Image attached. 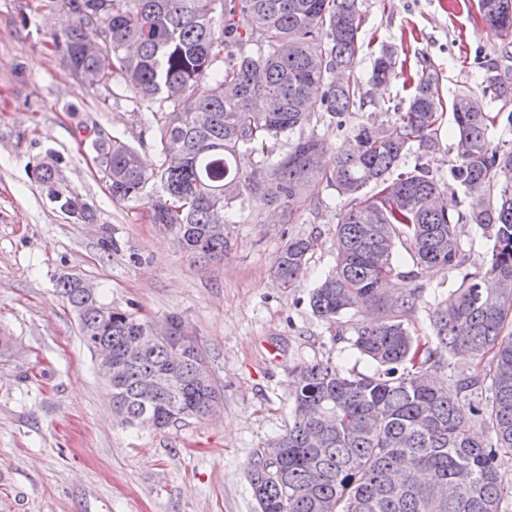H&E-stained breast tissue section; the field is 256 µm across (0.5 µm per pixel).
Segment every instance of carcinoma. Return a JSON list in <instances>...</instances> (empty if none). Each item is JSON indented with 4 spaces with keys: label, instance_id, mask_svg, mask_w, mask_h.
<instances>
[{
    "label": "carcinoma",
    "instance_id": "1",
    "mask_svg": "<svg viewBox=\"0 0 512 512\" xmlns=\"http://www.w3.org/2000/svg\"><path fill=\"white\" fill-rule=\"evenodd\" d=\"M483 28L512 44V0H477ZM68 17L58 45L72 72L92 89L117 82L152 112L162 110L157 171L118 136L96 143L105 159L112 199L139 201L151 179L149 219L176 229L183 248L203 258L224 256L228 237L214 234L241 196L293 212L306 190L326 183L346 203L335 226L332 270L309 297L312 313L329 325L353 310L380 316L355 323L351 346L375 365L344 374L330 361L297 364L285 432L257 449L248 479L257 512H507L512 481L501 462L512 456V145H494L491 127L512 128V74L493 78L485 93L502 102L486 111L470 94L450 103L456 155L448 182L429 165L392 176L412 148L440 151L443 106L435 67L422 58L411 78L408 107L392 119L353 130L338 153L325 139L299 136L274 159L264 144L303 130L312 112L342 129L354 112L375 103L356 74L365 24L362 0H56ZM398 51L373 59L368 84L385 83ZM34 174L62 213L91 221L92 208L69 190L53 163ZM374 186L370 196L362 190ZM455 185L481 198L466 213L442 203ZM475 226L490 242L479 264L464 248L460 227ZM403 248L414 270L455 272L457 287L430 315L422 342L404 326L418 291L387 297ZM314 241L293 238L279 252L274 275L296 286ZM59 293L78 315L88 347L112 350V403L121 424L140 427L149 414L163 430L186 417L203 418L219 397L202 384L205 350L181 345L182 323L169 315V335L131 356L127 343L148 323L102 304L64 276ZM453 391L432 380L443 364ZM167 377L164 387L155 380ZM480 420L487 434L472 433ZM281 449L267 458V449ZM408 460L415 473H402Z\"/></svg>",
    "mask_w": 512,
    "mask_h": 512
}]
</instances>
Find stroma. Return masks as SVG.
I'll return each mask as SVG.
<instances>
[{
    "instance_id": "1",
    "label": "stroma",
    "mask_w": 512,
    "mask_h": 512,
    "mask_svg": "<svg viewBox=\"0 0 512 512\" xmlns=\"http://www.w3.org/2000/svg\"><path fill=\"white\" fill-rule=\"evenodd\" d=\"M475 2L363 0L358 76L368 79L384 44L399 49V64L349 128L314 112L310 129L334 150L347 147L351 127L406 106L407 80L424 56L443 104L481 93L487 78L512 68V45L482 29ZM63 24L53 0H0V512H255L247 467L288 424L291 367L329 360L345 372L373 368L351 348L350 322L329 327L309 306L335 264L344 204L323 183L291 214L244 196L224 227L231 247L223 259L185 251L174 229L146 217L158 182L143 200L113 201L95 142L120 137L154 171L158 124L123 88L95 91L70 72L56 47ZM52 158L92 206V223L64 215L36 182L34 166ZM296 237L313 239L314 248L300 286L287 288L273 264ZM395 263L400 274L387 293L419 288L404 322L426 336L456 276L433 268L408 279L412 263L402 250ZM63 276L92 284L101 302L140 319L180 317L207 352L222 394L217 414L162 431L121 426L77 316L56 290Z\"/></svg>"
}]
</instances>
